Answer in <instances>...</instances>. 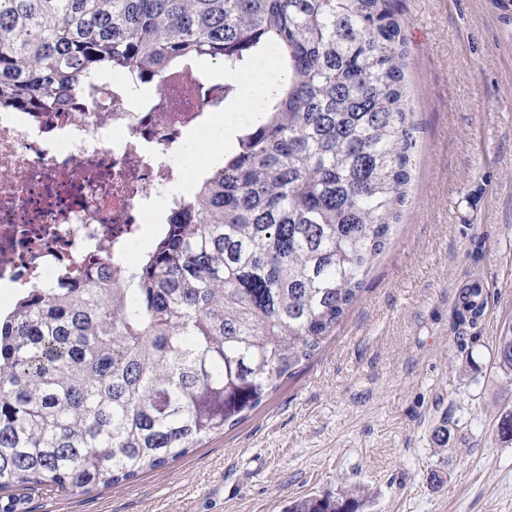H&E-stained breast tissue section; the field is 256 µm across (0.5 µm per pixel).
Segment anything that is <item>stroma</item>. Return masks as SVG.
<instances>
[{
	"label": "stroma",
	"mask_w": 512,
	"mask_h": 512,
	"mask_svg": "<svg viewBox=\"0 0 512 512\" xmlns=\"http://www.w3.org/2000/svg\"><path fill=\"white\" fill-rule=\"evenodd\" d=\"M418 124L409 203L315 356L246 420L165 468L21 512H512V0H392ZM478 282L477 323L456 316ZM340 496L335 500L329 497L304 498L294 501L288 508L289 512H354L356 499L352 490L341 489Z\"/></svg>",
	"instance_id": "obj_1"
}]
</instances>
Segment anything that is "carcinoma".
<instances>
[{
	"mask_svg": "<svg viewBox=\"0 0 512 512\" xmlns=\"http://www.w3.org/2000/svg\"><path fill=\"white\" fill-rule=\"evenodd\" d=\"M272 53L288 85L169 211L136 266L88 264L0 314V512L89 495L245 420L357 298L408 202L407 45L391 0H0V107L67 108L111 68ZM486 304L459 295L472 320ZM512 382V336L499 338ZM349 489L288 512H354Z\"/></svg>",
	"mask_w": 512,
	"mask_h": 512,
	"instance_id": "cac0c4a2",
	"label": "carcinoma"
}]
</instances>
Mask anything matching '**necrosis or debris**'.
Instances as JSON below:
<instances>
[{"instance_id":"4bbe7bcc","label":"necrosis or debris","mask_w":512,"mask_h":512,"mask_svg":"<svg viewBox=\"0 0 512 512\" xmlns=\"http://www.w3.org/2000/svg\"><path fill=\"white\" fill-rule=\"evenodd\" d=\"M224 102L195 70L149 90L92 78L70 112L0 109V287L27 288L88 258L131 264L156 204L182 198L166 151Z\"/></svg>"}]
</instances>
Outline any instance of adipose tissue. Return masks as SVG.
I'll return each instance as SVG.
<instances>
[{
    "label": "adipose tissue",
    "mask_w": 512,
    "mask_h": 512,
    "mask_svg": "<svg viewBox=\"0 0 512 512\" xmlns=\"http://www.w3.org/2000/svg\"><path fill=\"white\" fill-rule=\"evenodd\" d=\"M231 80L239 88L232 103L221 105L219 113L204 133L187 134L175 146L173 159L189 169L196 168L200 156L219 161L235 133L246 124H257L264 118L265 104L286 81V73H271L267 62L258 61L249 68L232 72Z\"/></svg>",
    "instance_id": "obj_1"
}]
</instances>
